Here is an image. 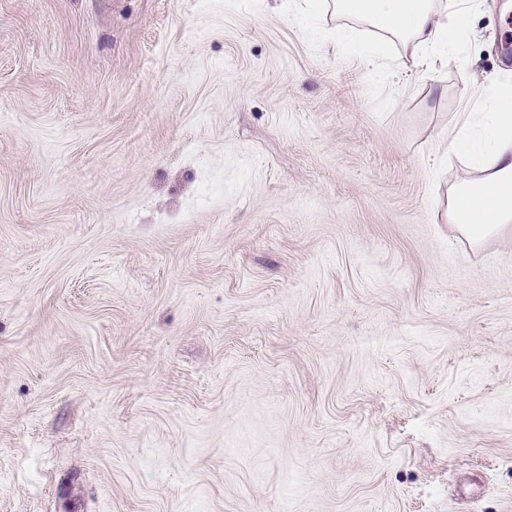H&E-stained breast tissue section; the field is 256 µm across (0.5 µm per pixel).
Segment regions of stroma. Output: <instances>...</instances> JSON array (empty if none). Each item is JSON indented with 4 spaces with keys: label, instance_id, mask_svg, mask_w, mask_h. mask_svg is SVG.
<instances>
[{
    "label": "stroma",
    "instance_id": "obj_1",
    "mask_svg": "<svg viewBox=\"0 0 512 512\" xmlns=\"http://www.w3.org/2000/svg\"><path fill=\"white\" fill-rule=\"evenodd\" d=\"M325 0H0V512H512V229L435 158L512 97Z\"/></svg>",
    "mask_w": 512,
    "mask_h": 512
}]
</instances>
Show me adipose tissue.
I'll return each mask as SVG.
<instances>
[{
  "label": "adipose tissue",
  "instance_id": "obj_1",
  "mask_svg": "<svg viewBox=\"0 0 512 512\" xmlns=\"http://www.w3.org/2000/svg\"><path fill=\"white\" fill-rule=\"evenodd\" d=\"M334 9L399 40L416 67L434 71L448 64V50L465 17L440 9L435 0H335ZM437 152L470 158L476 178L456 188L448 221L472 242L512 226V101L469 118Z\"/></svg>",
  "mask_w": 512,
  "mask_h": 512
}]
</instances>
